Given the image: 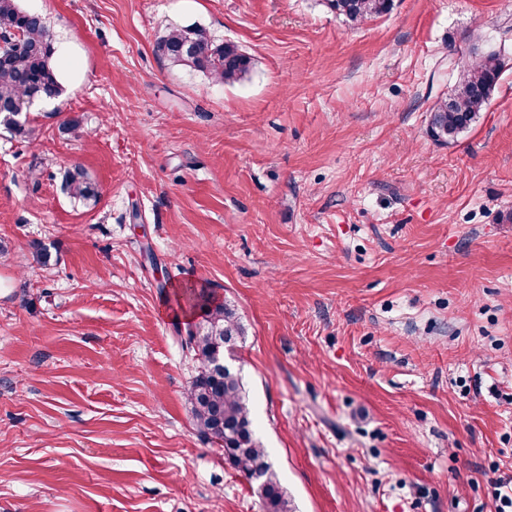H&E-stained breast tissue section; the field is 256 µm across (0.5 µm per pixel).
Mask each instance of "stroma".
Listing matches in <instances>:
<instances>
[{
    "instance_id": "stroma-1",
    "label": "stroma",
    "mask_w": 512,
    "mask_h": 512,
    "mask_svg": "<svg viewBox=\"0 0 512 512\" xmlns=\"http://www.w3.org/2000/svg\"><path fill=\"white\" fill-rule=\"evenodd\" d=\"M19 5L83 75L0 130V512H263L192 419L189 285L245 326L235 365L293 512H491L483 471L512 465V0L357 25L326 0ZM191 24L249 75L155 55ZM488 50L489 105L436 144L433 105ZM77 167L97 199L65 191Z\"/></svg>"
}]
</instances>
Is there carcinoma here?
Returning a JSON list of instances; mask_svg holds the SVG:
<instances>
[{"label": "carcinoma", "instance_id": "carcinoma-1", "mask_svg": "<svg viewBox=\"0 0 512 512\" xmlns=\"http://www.w3.org/2000/svg\"><path fill=\"white\" fill-rule=\"evenodd\" d=\"M331 10L345 21L359 24L388 14L393 0H327ZM0 33L13 38L0 58V127L25 134L21 122L26 104L53 100L63 87L58 80L55 49L44 18L20 8L18 0H0ZM156 53L174 66H185L226 84L243 80L252 69V57L238 45L217 44L200 26L170 30L156 44ZM495 52L481 55L461 66L448 94L431 110L428 136L448 145L477 122L489 103L501 74ZM68 194L90 200L96 189L85 172L76 169L65 181ZM201 322L191 325L182 338V348L194 353L200 370L192 381L188 398L199 433L224 447V461L256 487L264 512H292L284 487L268 453L256 438L253 418L239 372L226 363L243 335L233 305L207 293H191Z\"/></svg>", "mask_w": 512, "mask_h": 512}]
</instances>
